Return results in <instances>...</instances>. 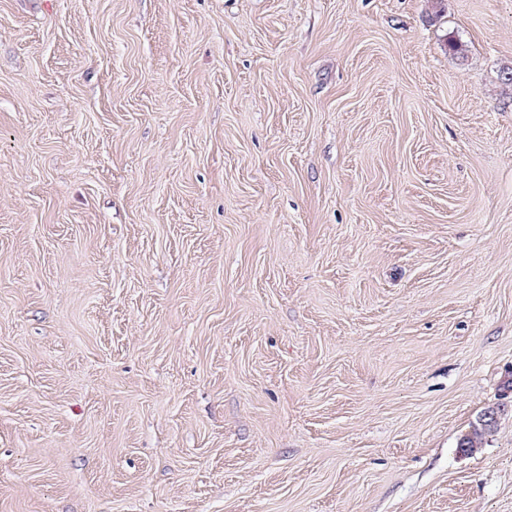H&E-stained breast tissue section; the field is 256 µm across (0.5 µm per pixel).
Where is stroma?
Here are the masks:
<instances>
[{
  "mask_svg": "<svg viewBox=\"0 0 512 512\" xmlns=\"http://www.w3.org/2000/svg\"><path fill=\"white\" fill-rule=\"evenodd\" d=\"M512 0H0V512H512ZM496 429V423L481 426L474 425L472 429L460 438V448H463L468 454L477 452L484 442Z\"/></svg>",
  "mask_w": 512,
  "mask_h": 512,
  "instance_id": "stroma-1",
  "label": "stroma"
}]
</instances>
